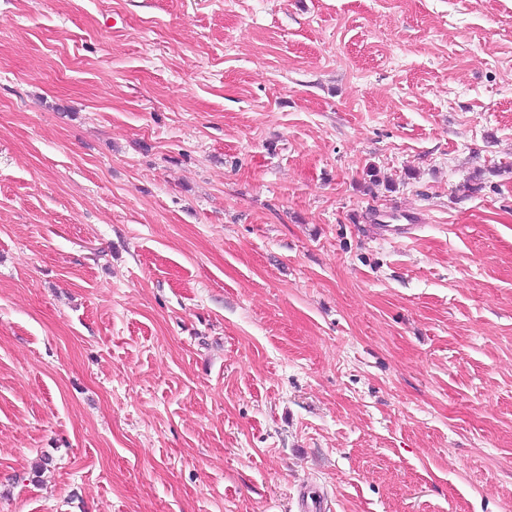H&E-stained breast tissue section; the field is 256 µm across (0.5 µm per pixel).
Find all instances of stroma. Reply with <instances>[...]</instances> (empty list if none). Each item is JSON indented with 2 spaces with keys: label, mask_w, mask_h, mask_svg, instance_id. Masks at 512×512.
Here are the masks:
<instances>
[{
  "label": "stroma",
  "mask_w": 512,
  "mask_h": 512,
  "mask_svg": "<svg viewBox=\"0 0 512 512\" xmlns=\"http://www.w3.org/2000/svg\"><path fill=\"white\" fill-rule=\"evenodd\" d=\"M308 497L512 512V0H0V512Z\"/></svg>",
  "instance_id": "stroma-1"
}]
</instances>
